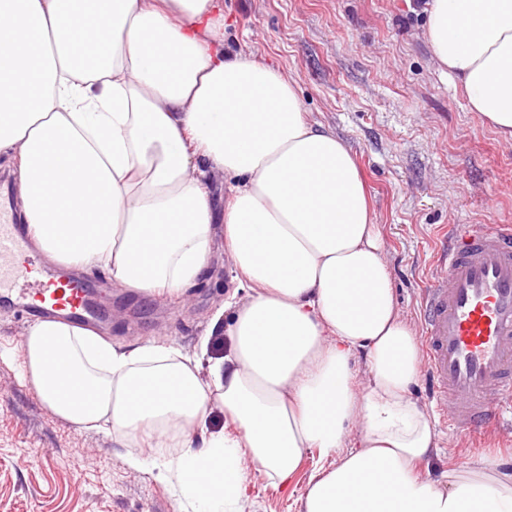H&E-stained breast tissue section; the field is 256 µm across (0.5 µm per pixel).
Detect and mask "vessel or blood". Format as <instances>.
Listing matches in <instances>:
<instances>
[{"label":"vessel or blood","mask_w":512,"mask_h":512,"mask_svg":"<svg viewBox=\"0 0 512 512\" xmlns=\"http://www.w3.org/2000/svg\"><path fill=\"white\" fill-rule=\"evenodd\" d=\"M92 290L59 277L0 202V300L33 318L85 323ZM421 344L441 423L472 432L512 418V226L461 224L437 249L421 293Z\"/></svg>","instance_id":"b4317fda"}]
</instances>
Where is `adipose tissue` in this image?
Returning <instances> with one entry per match:
<instances>
[{
  "mask_svg": "<svg viewBox=\"0 0 512 512\" xmlns=\"http://www.w3.org/2000/svg\"><path fill=\"white\" fill-rule=\"evenodd\" d=\"M423 11L439 71L512 143V0ZM224 26L219 0H0V155L34 241L114 287L176 297L203 275L219 221L245 293L225 301L229 324L212 320L230 345L209 379L173 346L62 318L29 327L24 379L63 420L110 429L130 469L162 450L183 512H245L247 466L284 485L311 449L297 512H512V471L421 473L438 435L354 155L293 78L225 50Z\"/></svg>",
  "mask_w": 512,
  "mask_h": 512,
  "instance_id": "adipose-tissue-1",
  "label": "adipose tissue"
}]
</instances>
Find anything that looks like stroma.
I'll return each mask as SVG.
<instances>
[{
  "label": "stroma",
  "instance_id": "35a3bbf8",
  "mask_svg": "<svg viewBox=\"0 0 512 512\" xmlns=\"http://www.w3.org/2000/svg\"><path fill=\"white\" fill-rule=\"evenodd\" d=\"M224 45L291 74L304 107L342 138L374 198L383 253L403 315L419 325V296L442 226L512 225V146L469 111L438 71L420 0H223ZM101 333L117 342L162 340L194 356H222L210 331L236 287L215 234L213 255L183 301L107 290ZM27 314L0 309V512H179L153 474L129 469L111 435L57 417L22 377ZM432 477L449 466L512 468V426L476 435L440 430ZM317 461L308 452L287 486L248 472L246 512H297Z\"/></svg>",
  "mask_w": 512,
  "mask_h": 512
}]
</instances>
